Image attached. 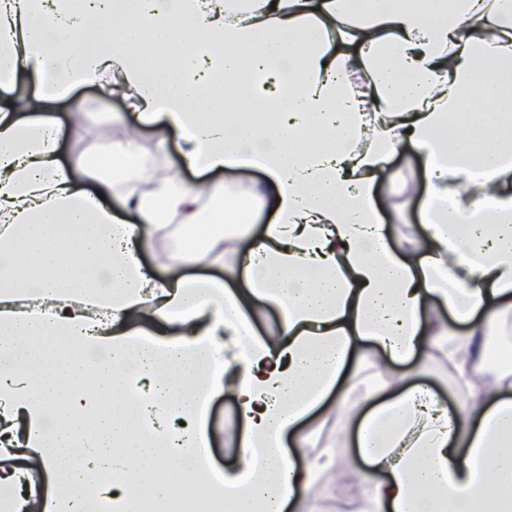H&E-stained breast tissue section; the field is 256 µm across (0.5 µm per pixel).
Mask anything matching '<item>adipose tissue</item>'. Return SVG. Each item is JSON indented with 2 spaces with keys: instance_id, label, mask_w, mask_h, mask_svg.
Wrapping results in <instances>:
<instances>
[{
  "instance_id": "ef3b65f1",
  "label": "adipose tissue",
  "mask_w": 512,
  "mask_h": 512,
  "mask_svg": "<svg viewBox=\"0 0 512 512\" xmlns=\"http://www.w3.org/2000/svg\"><path fill=\"white\" fill-rule=\"evenodd\" d=\"M85 87L175 133L189 168L265 183L157 174L134 135L71 173L54 113ZM267 110L280 123L255 124ZM406 144L428 184L410 247L385 222L403 219ZM173 220L181 245L151 277L139 255ZM205 259L223 279L184 275ZM240 275L274 332L229 288ZM494 343L512 349V0H0V512H157L186 480L210 487L207 512H299L357 459L362 512H512ZM439 346L465 394L452 410L410 383ZM223 392L239 465L186 473ZM356 394L353 449L309 454L300 422L348 423Z\"/></svg>"
}]
</instances>
